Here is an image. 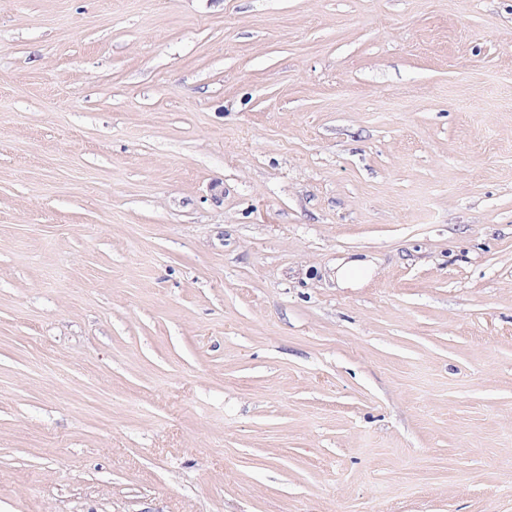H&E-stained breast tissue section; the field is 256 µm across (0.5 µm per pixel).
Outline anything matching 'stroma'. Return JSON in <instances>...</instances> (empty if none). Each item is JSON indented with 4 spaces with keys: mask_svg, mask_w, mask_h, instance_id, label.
Listing matches in <instances>:
<instances>
[{
    "mask_svg": "<svg viewBox=\"0 0 512 512\" xmlns=\"http://www.w3.org/2000/svg\"><path fill=\"white\" fill-rule=\"evenodd\" d=\"M0 512H512V0H0Z\"/></svg>",
    "mask_w": 512,
    "mask_h": 512,
    "instance_id": "obj_1",
    "label": "stroma"
}]
</instances>
